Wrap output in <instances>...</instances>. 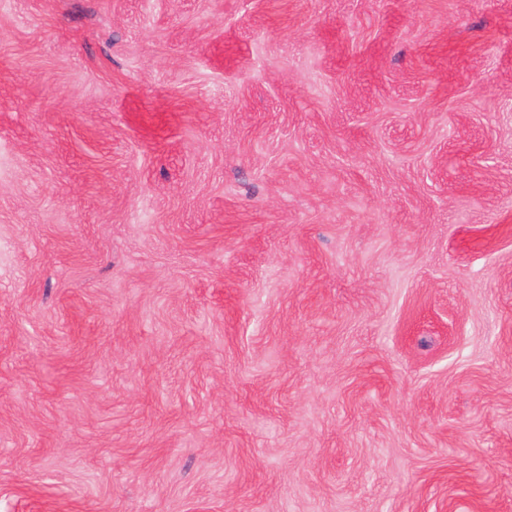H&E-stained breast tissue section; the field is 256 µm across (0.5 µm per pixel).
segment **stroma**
Returning <instances> with one entry per match:
<instances>
[{
	"mask_svg": "<svg viewBox=\"0 0 512 512\" xmlns=\"http://www.w3.org/2000/svg\"><path fill=\"white\" fill-rule=\"evenodd\" d=\"M0 512H512V0H0Z\"/></svg>",
	"mask_w": 512,
	"mask_h": 512,
	"instance_id": "obj_1",
	"label": "stroma"
}]
</instances>
